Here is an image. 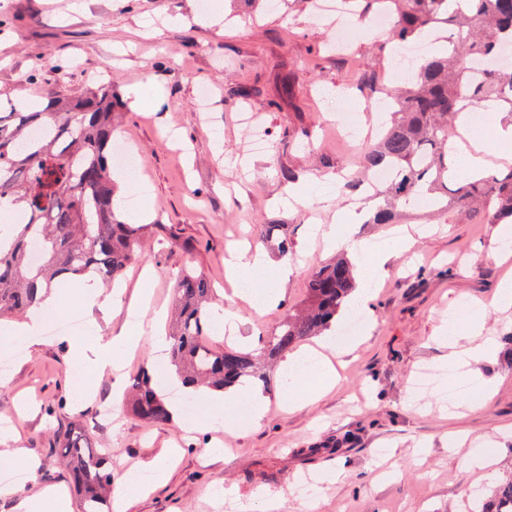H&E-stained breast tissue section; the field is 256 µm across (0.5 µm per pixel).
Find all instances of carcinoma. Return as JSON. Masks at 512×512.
<instances>
[{
	"label": "carcinoma",
	"mask_w": 512,
	"mask_h": 512,
	"mask_svg": "<svg viewBox=\"0 0 512 512\" xmlns=\"http://www.w3.org/2000/svg\"><path fill=\"white\" fill-rule=\"evenodd\" d=\"M359 18L382 9L390 14L389 39L417 43L440 28L448 45L432 49L411 77L397 86L381 83L372 63L366 99L387 95L377 142L363 155L354 191L365 173L388 167L392 179L371 224H399L403 211L427 199L437 214L450 210L473 218L512 221V167L477 177L451 176L448 137L458 115L475 103H494L512 113V64L498 62L504 40L512 43V0H347ZM112 83L75 98L46 104H9L0 111V207L8 201L19 219L0 229V319L37 308L66 275L110 284L141 258L139 244L150 224H125L114 210L118 185L112 173ZM38 245L40 261H30ZM357 288L353 267L340 259L318 267L304 287L300 306L253 350L214 348L208 336V282L186 271L174 290L175 317L168 336L170 364L182 385L224 390L258 376L260 360L276 361L307 336L336 326ZM131 413L148 422L170 419L161 382L149 370L138 378ZM81 512H111L112 471L82 432L58 438ZM483 512H512V475L501 481Z\"/></svg>",
	"instance_id": "cac0c4a2"
}]
</instances>
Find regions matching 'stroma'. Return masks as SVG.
<instances>
[{"label":"stroma","mask_w":512,"mask_h":512,"mask_svg":"<svg viewBox=\"0 0 512 512\" xmlns=\"http://www.w3.org/2000/svg\"><path fill=\"white\" fill-rule=\"evenodd\" d=\"M248 11L244 0H210L206 9L200 0H0V101L44 102L111 82L114 136L137 161L117 217L152 227L141 260L110 291L120 306H91L78 281L63 289L92 335L39 329V342L26 345L0 382V424L13 433L0 442V463L28 472L21 496L0 492V512H21V498L65 485L56 434L76 426L108 451L113 487L148 463L170 464L168 482L133 499L127 512H236L240 505L263 512L266 493L286 494L283 512H477L489 489L512 473V443L498 446L494 435L512 425V345L504 341L512 310L488 306L508 270L486 254L494 225L454 212L405 250L390 226L337 219L349 197L318 199L319 178L343 180L369 143L364 134L350 142L337 131V85L356 80L365 62L394 85L407 65L394 59L385 35L358 37L343 56L329 52L330 23L302 0H279L255 22ZM135 88L140 97L132 96ZM247 112L254 124L244 122ZM257 130L265 148L248 150ZM318 223L392 256L386 277L372 286L370 311L358 313L370 326L364 341L343 355L339 385L316 403L285 411L277 364L260 382L262 420H254L246 398L230 409L199 398L195 416H187L191 401L179 392L172 398L179 417L141 421L114 392L128 390L142 364L167 371L146 338L122 372L91 367L89 393L79 399L69 372L73 349L118 333L145 287L152 298L139 319L166 330L162 315L185 269L210 282L214 304L239 316L235 335L212 328L210 344L257 348L302 302L310 273L336 256L314 240ZM266 224L282 225L293 267L285 286L264 277L266 289L283 291L268 312L234 296L224 267L230 247L240 243L280 262L276 243L262 236ZM465 302L474 309L458 316ZM449 323L462 336L482 324L496 345L475 380L490 387V399L476 410L473 394H459L453 418L440 405L462 380L444 361L447 348L433 340ZM425 368L436 376L416 389ZM106 407L113 411L108 423L99 418ZM195 420L202 428L192 429ZM460 430L472 445L494 450L493 477L475 481L467 448L454 446ZM216 446L224 454L214 459L208 451Z\"/></svg>","instance_id":"obj_1"}]
</instances>
